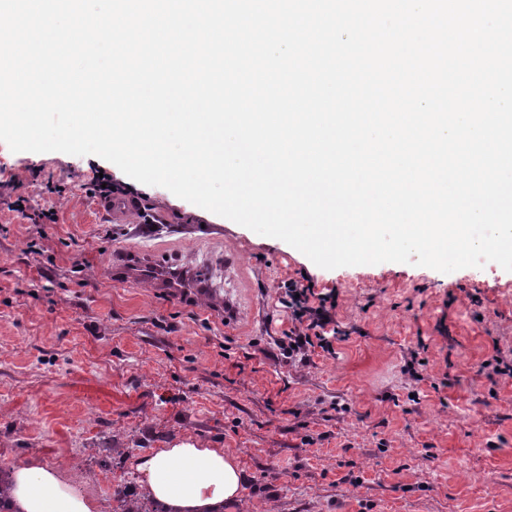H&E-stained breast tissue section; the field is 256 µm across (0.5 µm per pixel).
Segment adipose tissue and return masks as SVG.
I'll return each mask as SVG.
<instances>
[{
    "label": "adipose tissue",
    "instance_id": "ef3b65f1",
    "mask_svg": "<svg viewBox=\"0 0 512 512\" xmlns=\"http://www.w3.org/2000/svg\"><path fill=\"white\" fill-rule=\"evenodd\" d=\"M133 466L161 512H223L245 484L237 458L190 437L134 458ZM14 512H103L102 503L66 482L60 471L32 461L9 475Z\"/></svg>",
    "mask_w": 512,
    "mask_h": 512
}]
</instances>
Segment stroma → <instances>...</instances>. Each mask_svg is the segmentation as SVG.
<instances>
[{
    "instance_id": "stroma-1",
    "label": "stroma",
    "mask_w": 512,
    "mask_h": 512,
    "mask_svg": "<svg viewBox=\"0 0 512 512\" xmlns=\"http://www.w3.org/2000/svg\"><path fill=\"white\" fill-rule=\"evenodd\" d=\"M103 173L141 210L113 219ZM25 197L26 211L10 207ZM54 208L36 232L31 213ZM129 258L241 301L224 317L160 289L115 282ZM339 293L334 354H283V281ZM422 378L407 369L417 341ZM512 272L408 263L324 269L95 155L0 142V467L36 460L113 508L143 493L133 457L192 437L245 474L224 512H512ZM483 372L489 383V392L492 395V391H495L496 395L495 387L499 384V380L503 377H512V358L508 359L497 353L484 362Z\"/></svg>"
}]
</instances>
